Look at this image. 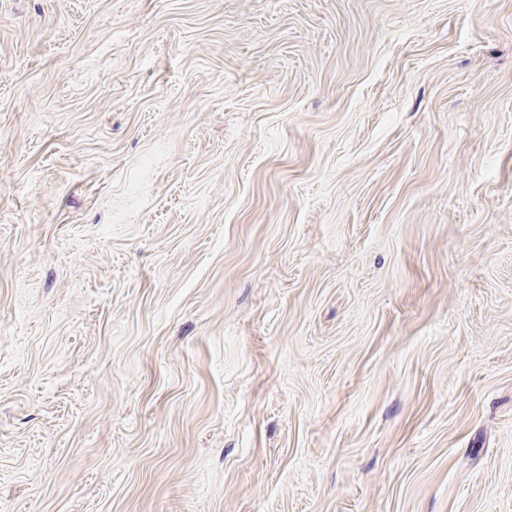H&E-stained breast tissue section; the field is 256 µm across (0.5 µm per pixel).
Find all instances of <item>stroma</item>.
Segmentation results:
<instances>
[{
	"instance_id": "stroma-1",
	"label": "stroma",
	"mask_w": 512,
	"mask_h": 512,
	"mask_svg": "<svg viewBox=\"0 0 512 512\" xmlns=\"http://www.w3.org/2000/svg\"><path fill=\"white\" fill-rule=\"evenodd\" d=\"M0 512H512V0H0Z\"/></svg>"
}]
</instances>
